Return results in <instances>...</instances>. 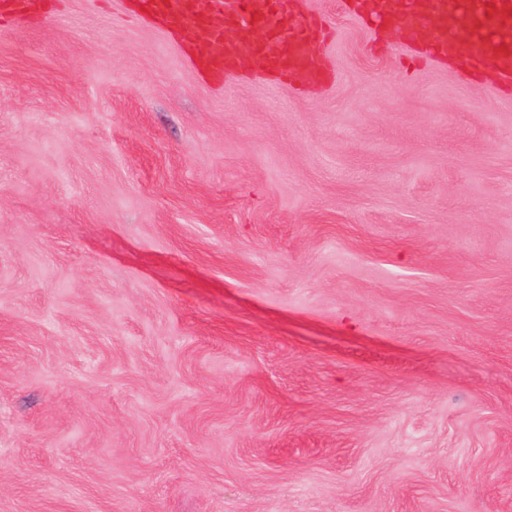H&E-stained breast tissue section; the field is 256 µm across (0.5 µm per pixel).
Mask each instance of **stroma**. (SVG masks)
Listing matches in <instances>:
<instances>
[{
    "instance_id": "stroma-1",
    "label": "stroma",
    "mask_w": 512,
    "mask_h": 512,
    "mask_svg": "<svg viewBox=\"0 0 512 512\" xmlns=\"http://www.w3.org/2000/svg\"><path fill=\"white\" fill-rule=\"evenodd\" d=\"M127 0L0 30V512H512V93L396 30L199 75Z\"/></svg>"
}]
</instances>
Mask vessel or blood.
I'll return each instance as SVG.
<instances>
[{"label": "vessel or blood", "instance_id": "vessel-or-blood-1", "mask_svg": "<svg viewBox=\"0 0 512 512\" xmlns=\"http://www.w3.org/2000/svg\"><path fill=\"white\" fill-rule=\"evenodd\" d=\"M343 13L372 27L387 21L380 0H338ZM397 17L411 44L423 43L432 58L456 50L468 74L489 69L512 86V0H404ZM242 0H131L134 14L172 31H189L187 50L202 75L229 82L258 63L276 81L302 77L310 83L334 78L323 18L303 0H264L255 20L245 19ZM51 0H0V22L36 20Z\"/></svg>", "mask_w": 512, "mask_h": 512}]
</instances>
